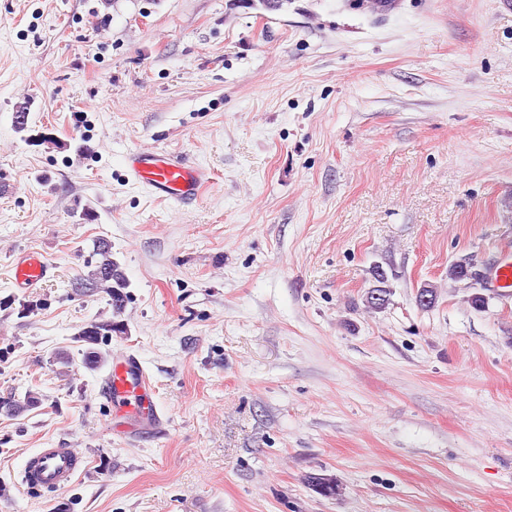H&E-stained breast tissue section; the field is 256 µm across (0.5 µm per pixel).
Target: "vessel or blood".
<instances>
[{"label":"vessel or blood","mask_w":512,"mask_h":512,"mask_svg":"<svg viewBox=\"0 0 512 512\" xmlns=\"http://www.w3.org/2000/svg\"><path fill=\"white\" fill-rule=\"evenodd\" d=\"M125 166L146 192L175 204L197 199L208 176L205 167L184 164L160 151H128ZM51 269L42 252L28 251L12 261L10 280L15 287L32 291L40 288ZM103 394L121 428L148 430L155 426L159 414L153 401L154 388L136 356H123L113 364L104 379ZM83 467L74 449L42 448L25 463L21 482L30 489H58L70 484Z\"/></svg>","instance_id":"1"}]
</instances>
